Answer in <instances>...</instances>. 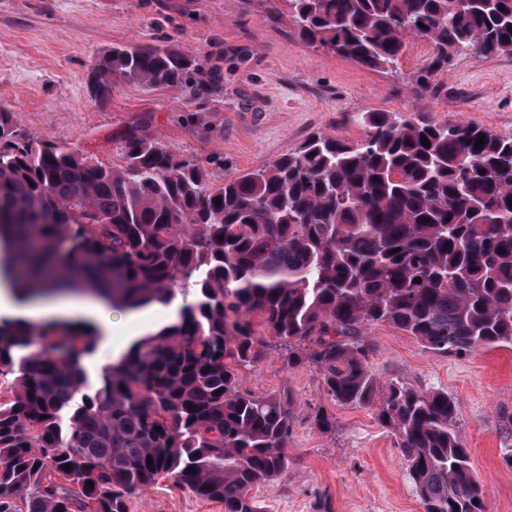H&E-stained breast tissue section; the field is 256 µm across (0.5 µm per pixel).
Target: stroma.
<instances>
[{
  "mask_svg": "<svg viewBox=\"0 0 512 512\" xmlns=\"http://www.w3.org/2000/svg\"><path fill=\"white\" fill-rule=\"evenodd\" d=\"M281 0H0V110L25 138L52 140L100 162H122L124 134L135 127L176 159L205 167L210 185L264 166L308 135L329 131L356 141L354 115L413 111V76L431 54L410 38L396 69L379 72L300 43L292 28L268 23ZM169 45L196 63L186 84L147 88L112 79L92 86L95 60L116 46ZM428 115L474 122L512 136V55L460 54L436 79ZM367 366L384 382L445 392L457 402L456 430L471 451L488 512H512V349L480 348L464 357L437 354L388 324L367 331ZM243 389L292 392L297 419L288 444L296 467L255 491L265 512H423L407 462L371 409L335 404L320 372L284 370L265 350L242 370ZM336 420L319 432L317 411ZM129 512H224L161 479L129 498Z\"/></svg>",
  "mask_w": 512,
  "mask_h": 512,
  "instance_id": "obj_1",
  "label": "stroma"
}]
</instances>
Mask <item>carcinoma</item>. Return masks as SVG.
<instances>
[{
  "label": "carcinoma",
  "instance_id": "cac0c4a2",
  "mask_svg": "<svg viewBox=\"0 0 512 512\" xmlns=\"http://www.w3.org/2000/svg\"><path fill=\"white\" fill-rule=\"evenodd\" d=\"M286 2L265 19L370 70L426 39L431 58L410 85L418 103L453 55H512V0ZM193 69L170 46L114 48L93 86L121 76L177 88ZM354 120L358 141L318 131L209 187L201 165L138 128L111 167L64 143L34 146L0 112V280L19 301L57 279L138 310L193 285L177 319L102 367L94 389L83 362L97 336L0 317L11 389L0 397V512H129V496L162 478L224 512H264L251 491L296 465L295 404L240 388L267 346L260 327L279 340L282 368L316 367L333 401L368 407L391 430L424 512H487L456 401L381 382L366 333L384 322L454 356L512 348V137L395 112Z\"/></svg>",
  "mask_w": 512,
  "mask_h": 512
}]
</instances>
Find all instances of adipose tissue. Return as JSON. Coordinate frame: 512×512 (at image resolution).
Returning <instances> with one entry per match:
<instances>
[{
    "instance_id": "ef3b65f1",
    "label": "adipose tissue",
    "mask_w": 512,
    "mask_h": 512,
    "mask_svg": "<svg viewBox=\"0 0 512 512\" xmlns=\"http://www.w3.org/2000/svg\"><path fill=\"white\" fill-rule=\"evenodd\" d=\"M0 315L39 323L47 319H79L83 328L97 332L103 337L117 336V350H124L130 344V337L121 336L123 327L134 326L136 334L154 331L156 320L151 310L143 309L126 312L124 318L103 313L100 301L89 297H65L43 302H21L9 286L0 285Z\"/></svg>"
}]
</instances>
